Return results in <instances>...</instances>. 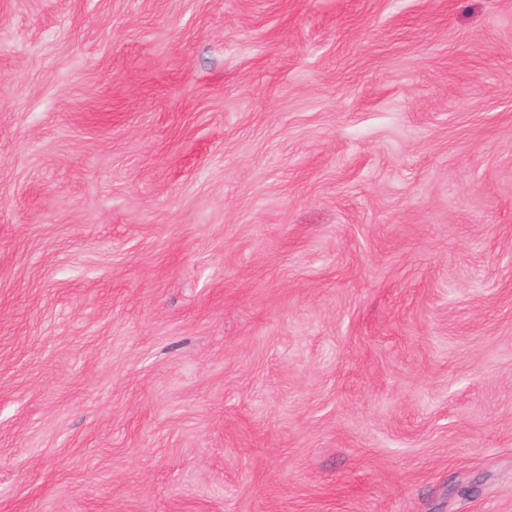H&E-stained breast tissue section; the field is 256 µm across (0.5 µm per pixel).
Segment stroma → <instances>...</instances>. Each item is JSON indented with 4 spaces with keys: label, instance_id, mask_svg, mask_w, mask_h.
Wrapping results in <instances>:
<instances>
[{
    "label": "stroma",
    "instance_id": "35a3bbf8",
    "mask_svg": "<svg viewBox=\"0 0 512 512\" xmlns=\"http://www.w3.org/2000/svg\"><path fill=\"white\" fill-rule=\"evenodd\" d=\"M0 512H512V0H0Z\"/></svg>",
    "mask_w": 512,
    "mask_h": 512
}]
</instances>
